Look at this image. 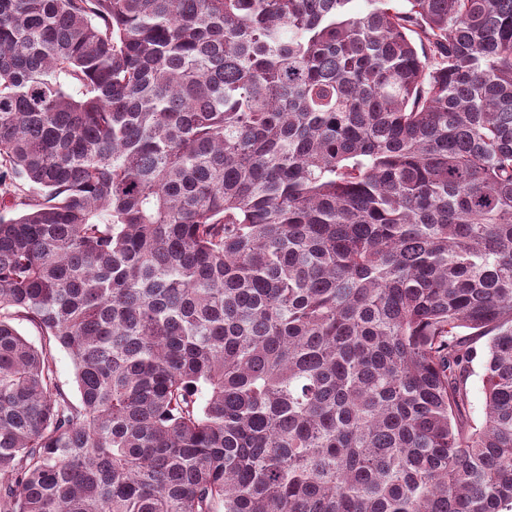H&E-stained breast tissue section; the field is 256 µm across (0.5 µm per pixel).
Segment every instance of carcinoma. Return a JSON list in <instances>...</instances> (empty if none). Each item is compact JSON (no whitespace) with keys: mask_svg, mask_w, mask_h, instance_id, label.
Returning a JSON list of instances; mask_svg holds the SVG:
<instances>
[{"mask_svg":"<svg viewBox=\"0 0 512 512\" xmlns=\"http://www.w3.org/2000/svg\"><path fill=\"white\" fill-rule=\"evenodd\" d=\"M353 2L0 0V512H512V0ZM55 379L59 387L73 400L78 398L75 370L69 354L60 347L54 349ZM474 374L469 379L470 398L474 419L479 422L482 419L485 403L482 375L483 368L480 358L473 362Z\"/></svg>","mask_w":512,"mask_h":512,"instance_id":"1","label":"carcinoma"}]
</instances>
